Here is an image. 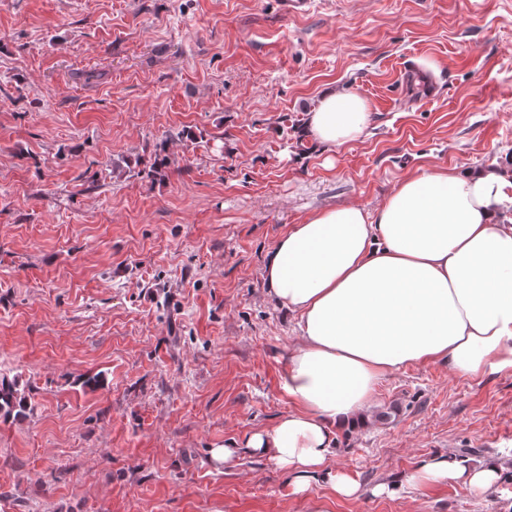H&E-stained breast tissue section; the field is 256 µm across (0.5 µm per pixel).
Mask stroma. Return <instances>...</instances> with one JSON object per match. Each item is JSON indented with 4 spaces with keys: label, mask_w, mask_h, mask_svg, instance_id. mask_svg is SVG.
I'll use <instances>...</instances> for the list:
<instances>
[{
    "label": "stroma",
    "mask_w": 512,
    "mask_h": 512,
    "mask_svg": "<svg viewBox=\"0 0 512 512\" xmlns=\"http://www.w3.org/2000/svg\"><path fill=\"white\" fill-rule=\"evenodd\" d=\"M327 85L373 104L330 169L300 135ZM511 153L512 0H0V369L34 405L0 422V512H512L511 479L407 481L512 471V371L384 377L336 431L352 499L210 457L292 408L300 331L261 278L286 227ZM504 466L496 460L483 461L471 465L464 460L452 458H432L423 462L408 477V482L418 486H430L452 479L470 489H481L499 481Z\"/></svg>",
    "instance_id": "stroma-1"
}]
</instances>
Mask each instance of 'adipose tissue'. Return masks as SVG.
<instances>
[{
    "label": "adipose tissue",
    "mask_w": 512,
    "mask_h": 512,
    "mask_svg": "<svg viewBox=\"0 0 512 512\" xmlns=\"http://www.w3.org/2000/svg\"><path fill=\"white\" fill-rule=\"evenodd\" d=\"M371 103L351 88L320 92L304 136L324 151L357 142ZM268 296L295 316L302 338L282 390L292 404L273 428L212 449L228 465L263 456L294 493L312 483L351 498L359 484L328 467L336 430L363 423L384 376L443 362L480 378L512 370V169L434 167L403 178L374 209L325 208L280 234L265 256ZM501 462L432 458L408 477L481 489Z\"/></svg>",
    "instance_id": "obj_1"
}]
</instances>
